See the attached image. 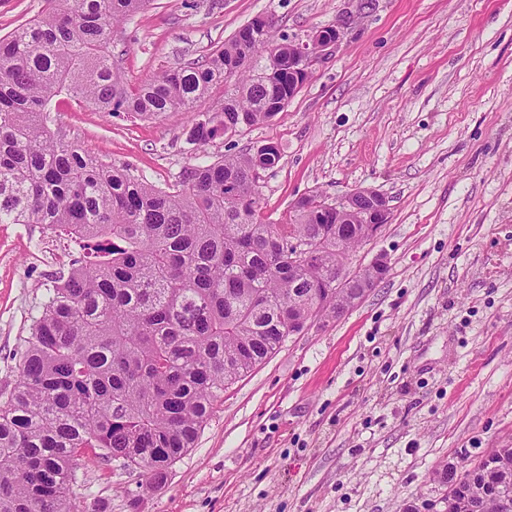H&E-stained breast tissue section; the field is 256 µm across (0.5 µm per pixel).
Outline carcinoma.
Returning <instances> with one entry per match:
<instances>
[{
  "instance_id": "1",
  "label": "carcinoma",
  "mask_w": 512,
  "mask_h": 512,
  "mask_svg": "<svg viewBox=\"0 0 512 512\" xmlns=\"http://www.w3.org/2000/svg\"><path fill=\"white\" fill-rule=\"evenodd\" d=\"M150 0H49L32 23L0 38V224H43L72 245L29 336L16 379L0 389V512H86L76 460L87 450L159 478L194 447L224 391L316 317L336 281L343 236L320 195L299 199L285 224L261 219L251 173L278 162L267 143L209 160L200 151L179 181L159 188L100 163L53 130L62 92L110 115L191 116L189 141L274 117L288 104V36L257 17L224 46L130 88L112 58V32ZM277 50L271 58L270 50ZM266 62L253 65L259 54ZM224 101L197 103L213 89ZM368 201L342 223L362 244ZM316 257L288 263L296 241ZM356 288L332 287L334 306ZM439 481L455 512H502L512 497V448L483 455L460 481Z\"/></svg>"
}]
</instances>
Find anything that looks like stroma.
Instances as JSON below:
<instances>
[{
  "label": "stroma",
  "mask_w": 512,
  "mask_h": 512,
  "mask_svg": "<svg viewBox=\"0 0 512 512\" xmlns=\"http://www.w3.org/2000/svg\"><path fill=\"white\" fill-rule=\"evenodd\" d=\"M259 16L342 38L282 112L216 138L210 156L274 142L264 218L303 196L389 200L388 272L340 318L313 321L231 388L156 482L92 456L89 512H402L512 447V0H154L115 30L135 84L206 55ZM69 139L165 188L194 162L186 115L142 120L53 101ZM69 249L41 224H0V387Z\"/></svg>",
  "instance_id": "stroma-1"
}]
</instances>
